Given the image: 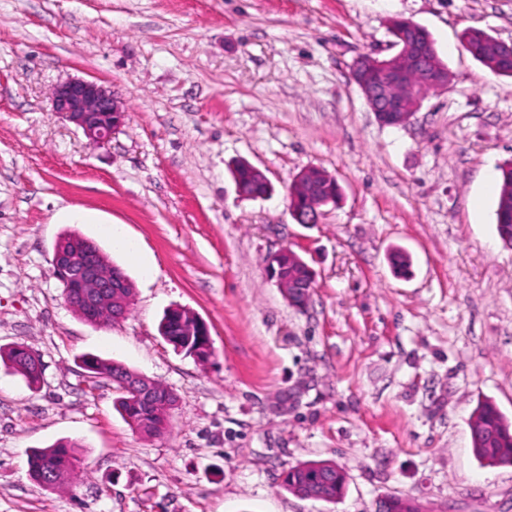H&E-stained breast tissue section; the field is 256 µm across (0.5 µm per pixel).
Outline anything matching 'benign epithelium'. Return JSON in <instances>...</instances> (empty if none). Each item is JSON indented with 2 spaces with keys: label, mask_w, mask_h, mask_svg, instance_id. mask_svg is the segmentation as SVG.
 Returning <instances> with one entry per match:
<instances>
[{
  "label": "benign epithelium",
  "mask_w": 512,
  "mask_h": 512,
  "mask_svg": "<svg viewBox=\"0 0 512 512\" xmlns=\"http://www.w3.org/2000/svg\"><path fill=\"white\" fill-rule=\"evenodd\" d=\"M395 54L397 62L380 66L373 84L360 80V91L377 120L384 126L403 127L414 115L418 101L412 94V75L427 73L430 83L444 87L448 74L432 65L431 52L415 40H402ZM55 114L83 130L96 145L109 142L124 122L123 104L105 86L85 79H69L58 84L51 93ZM53 266L57 278L66 285L80 288L81 297L97 312L112 298V289L121 287L112 275L86 259L79 247L64 249L54 246Z\"/></svg>",
  "instance_id": "obj_1"
}]
</instances>
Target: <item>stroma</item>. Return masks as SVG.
<instances>
[{
    "label": "stroma",
    "mask_w": 512,
    "mask_h": 512,
    "mask_svg": "<svg viewBox=\"0 0 512 512\" xmlns=\"http://www.w3.org/2000/svg\"><path fill=\"white\" fill-rule=\"evenodd\" d=\"M395 18L430 32L450 74L397 128L351 78L395 54ZM472 28L512 42V0H0V346L45 364L36 390L0 364V512H379L392 496L512 512V466L481 464L469 430L485 400L512 422V247L485 182L512 161V78L464 49ZM70 78L123 103L108 143L53 115ZM243 160L270 195L238 194ZM311 167L342 193L300 224L288 194ZM68 206L93 222L64 224ZM116 227L138 258L113 249ZM67 232L131 279L124 321L67 305ZM284 249L315 274L301 309L266 275ZM176 306L207 324L208 363L159 334ZM85 354L167 386V432L132 431L110 381L88 388ZM62 440L79 475L43 488L28 456ZM319 460L345 472L340 499L283 488Z\"/></svg>",
    "instance_id": "35a3bbf8"
}]
</instances>
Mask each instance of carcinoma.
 Segmentation results:
<instances>
[{"mask_svg": "<svg viewBox=\"0 0 512 512\" xmlns=\"http://www.w3.org/2000/svg\"><path fill=\"white\" fill-rule=\"evenodd\" d=\"M464 38L472 47V57L490 72L500 74L495 38L478 29L467 31ZM499 171L501 187L496 229L501 241L512 242V162L499 166ZM233 176L242 193L248 197H262L272 190L267 179L246 162L236 166ZM315 196L340 198L337 181L318 169L311 170L304 183L293 186L289 193V206L305 211ZM159 331L175 348L200 361L205 362L213 355L210 336L195 323L193 314L187 309L166 312L160 321ZM0 362L22 375L30 386L39 385L43 379L45 365L42 356L23 343L0 347ZM82 367L89 377L90 386H95L99 378L115 385L119 392L116 407L134 432L156 437L166 431L170 421L169 410L176 403V396L166 386L154 382L153 396L143 401L124 391V385L138 376L135 371L95 355L84 357ZM470 430L473 452L480 460L491 466L512 465V424L493 403L484 402L475 410ZM75 448V443L61 441L32 451L29 466L34 481L43 483V476L49 472L57 479V485H63L76 471L78 458ZM345 485L344 471L326 460L295 466L283 478V486L289 492L306 497L316 491L328 501L342 496Z\"/></svg>", "mask_w": 512, "mask_h": 512, "instance_id": "carcinoma-1", "label": "carcinoma"}]
</instances>
